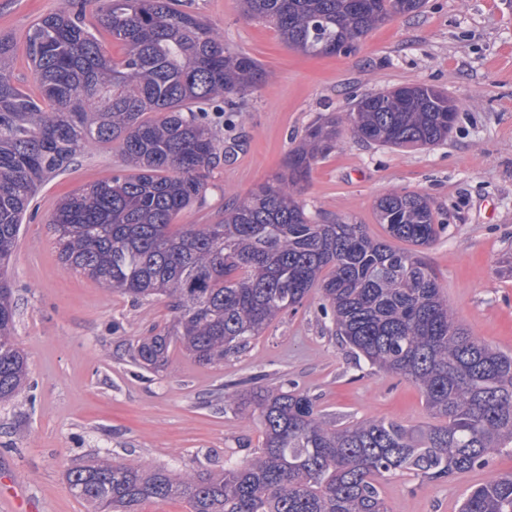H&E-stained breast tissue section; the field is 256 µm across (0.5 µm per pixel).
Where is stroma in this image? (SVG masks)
Listing matches in <instances>:
<instances>
[{"label": "stroma", "mask_w": 512, "mask_h": 512, "mask_svg": "<svg viewBox=\"0 0 512 512\" xmlns=\"http://www.w3.org/2000/svg\"><path fill=\"white\" fill-rule=\"evenodd\" d=\"M69 5L0 0V35L15 39L12 75L23 90L35 86L27 29ZM181 7L271 76L238 99L234 111L211 112L218 159L205 177L204 203L182 211L177 223L215 222L225 204L280 172L288 150L321 117L349 111L372 93L413 83L436 87L458 107L445 142L398 149L342 130L299 198L314 219L363 224L380 237L379 196H427L447 229L425 249L426 261L471 336L512 353V275L500 270L512 254V0H425L419 13L372 30L354 53L330 57L287 47L269 25L245 19L237 0H181ZM124 166L117 145L87 143L67 171L40 187L8 270L18 308L15 340L29 374L17 400L0 405V473L31 512H89L65 474L97 456L176 473L218 470L225 459L250 457L262 444L260 421L224 397L255 386L307 392L339 425L431 424L412 382L356 363L316 289L223 364L198 363L175 347L161 370L135 366L131 344L172 318L166 300L136 303L64 269L48 228L64 196ZM510 470L512 455L502 453L448 480L398 474L384 484L386 507L458 512L465 493Z\"/></svg>", "instance_id": "1"}]
</instances>
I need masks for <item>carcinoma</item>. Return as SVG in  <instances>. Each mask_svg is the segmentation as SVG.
<instances>
[{"label": "carcinoma", "instance_id": "obj_1", "mask_svg": "<svg viewBox=\"0 0 512 512\" xmlns=\"http://www.w3.org/2000/svg\"><path fill=\"white\" fill-rule=\"evenodd\" d=\"M84 2L27 30L35 92L15 85V43L0 35V403L19 397L28 377L6 276L21 224L42 183L99 141L118 144L131 172L62 198L49 228L65 269L136 302L167 300L172 319L137 339L133 364L157 370L178 346L201 364L220 365L317 287L354 356L414 383L437 423L337 425L308 393L260 386L234 399L263 428L251 458L174 474L99 457L67 471L72 495L94 512H138L146 501L177 498L190 512H387L389 477L449 479L512 449V354L470 335L421 256L447 228L429 199L379 197L384 238L363 224H322L298 200L313 164L336 147L341 124L368 143L437 145L457 116L448 96L427 85L366 95L349 112L310 125L284 171L224 206L220 219L176 228L179 213L203 202L205 173L217 159L204 105L234 106L270 73L224 48L200 16L173 0H101L90 20ZM240 2L244 18L272 26L288 47L313 57L347 56L371 30L423 5ZM101 33L122 45L121 56L104 51ZM459 512H512V471L471 489Z\"/></svg>", "mask_w": 512, "mask_h": 512}]
</instances>
